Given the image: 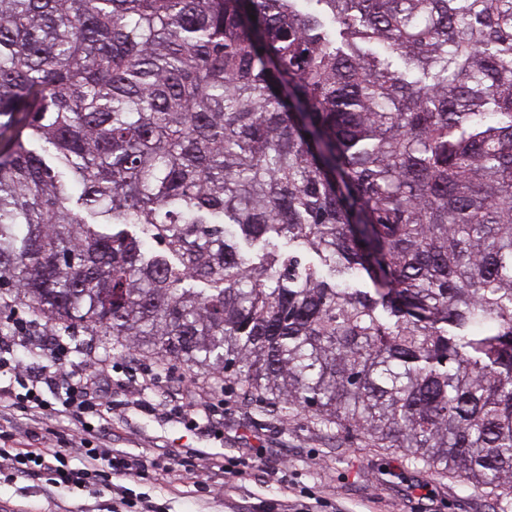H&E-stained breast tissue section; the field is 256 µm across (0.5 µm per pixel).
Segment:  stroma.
Wrapping results in <instances>:
<instances>
[{"label":"stroma","mask_w":512,"mask_h":512,"mask_svg":"<svg viewBox=\"0 0 512 512\" xmlns=\"http://www.w3.org/2000/svg\"><path fill=\"white\" fill-rule=\"evenodd\" d=\"M67 334L81 344L84 358L111 360L104 394L112 402V446L140 460L146 476L123 479L115 489H55L2 474L0 512H119L125 500L151 501L156 512H294L296 502L312 498L317 512H512V498L420 469L401 449L323 428L307 413L244 400L230 380L207 395L208 414L187 423L171 400H191L200 375L181 367L142 391L126 353L80 327ZM202 454L240 466L242 476H225L215 487L196 468Z\"/></svg>","instance_id":"stroma-1"}]
</instances>
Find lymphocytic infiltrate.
Returning a JSON list of instances; mask_svg holds the SVG:
<instances>
[{"label": "lymphocytic infiltrate", "mask_w": 512, "mask_h": 512, "mask_svg": "<svg viewBox=\"0 0 512 512\" xmlns=\"http://www.w3.org/2000/svg\"><path fill=\"white\" fill-rule=\"evenodd\" d=\"M34 350L48 349L47 364L32 368L17 350V343ZM74 349L53 330H37L35 321L14 316L9 335L0 337V373L10 374L15 385L0 391V406L12 412L38 413L23 427L0 429V472L19 476L48 474L52 487L84 484L91 472L105 477H137L139 462L114 453L111 438L101 436L98 422L105 413L98 384L108 376L110 364L97 361L84 370L71 369ZM68 426L57 423L60 416Z\"/></svg>", "instance_id": "1"}]
</instances>
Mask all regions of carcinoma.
Wrapping results in <instances>:
<instances>
[{
	"label": "carcinoma",
	"mask_w": 512,
	"mask_h": 512,
	"mask_svg": "<svg viewBox=\"0 0 512 512\" xmlns=\"http://www.w3.org/2000/svg\"><path fill=\"white\" fill-rule=\"evenodd\" d=\"M2 289L512 495V0H0Z\"/></svg>",
	"instance_id": "1"
}]
</instances>
